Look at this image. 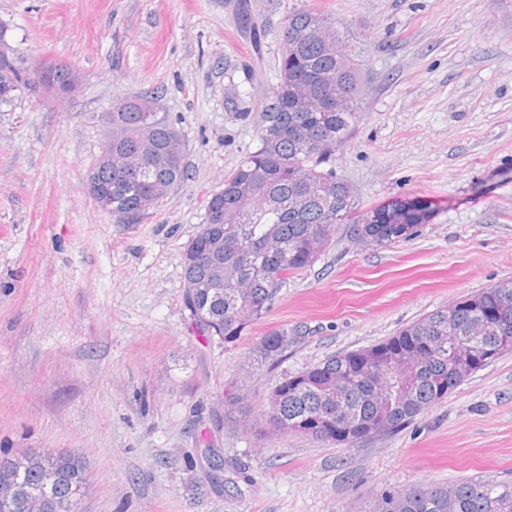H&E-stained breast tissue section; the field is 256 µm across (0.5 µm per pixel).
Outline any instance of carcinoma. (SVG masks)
<instances>
[{
    "mask_svg": "<svg viewBox=\"0 0 512 512\" xmlns=\"http://www.w3.org/2000/svg\"><path fill=\"white\" fill-rule=\"evenodd\" d=\"M330 27L346 49L342 60L317 33ZM46 88L69 77L68 69L46 63ZM324 76L308 91L322 103L304 109L293 96L295 80ZM26 84L3 40L0 25V104ZM361 75L349 35L321 10L288 15L281 34L279 81L261 113L258 147L224 177L204 223L183 252L185 305L207 337L226 344L269 310L288 279L311 266L332 243L338 224L349 225L363 246L382 247L411 237L428 221L431 204L422 199L360 206L346 182L321 164L343 143L361 118ZM146 159L151 171L124 165ZM112 169L93 167L112 215L142 217L164 189L183 177L184 144L179 132L158 117L150 95L126 99L112 109ZM481 317L493 318L480 333L488 353L465 354L451 329L464 332ZM300 331L266 333L255 345L242 381L282 361ZM386 353L391 364L373 361ZM512 352V280L483 288L407 324L370 346L330 356L310 368L286 374L268 398L264 424L250 419L247 396L228 393L223 418L244 423L263 436L295 434L332 445L394 432L448 397L476 372ZM85 490L81 461L67 452L0 456V512H78ZM362 512H512V481L463 479L377 494Z\"/></svg>",
    "mask_w": 512,
    "mask_h": 512,
    "instance_id": "cac0c4a2",
    "label": "carcinoma"
}]
</instances>
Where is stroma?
I'll use <instances>...</instances> for the list:
<instances>
[{"label": "stroma", "instance_id": "stroma-1", "mask_svg": "<svg viewBox=\"0 0 512 512\" xmlns=\"http://www.w3.org/2000/svg\"><path fill=\"white\" fill-rule=\"evenodd\" d=\"M299 9L343 23L363 64L361 119L326 168L362 206L421 198L433 212L383 248L339 229L226 345L184 304L183 248L258 145ZM0 38L22 70L79 75L64 100L29 83L0 106V454L79 456L80 512H360L386 488L512 478V353L349 445L216 421L267 331L304 336L246 387L255 419L284 374L512 279V0H0ZM145 93L184 137L185 175L123 224L87 177L108 135L100 113Z\"/></svg>", "mask_w": 512, "mask_h": 512}]
</instances>
